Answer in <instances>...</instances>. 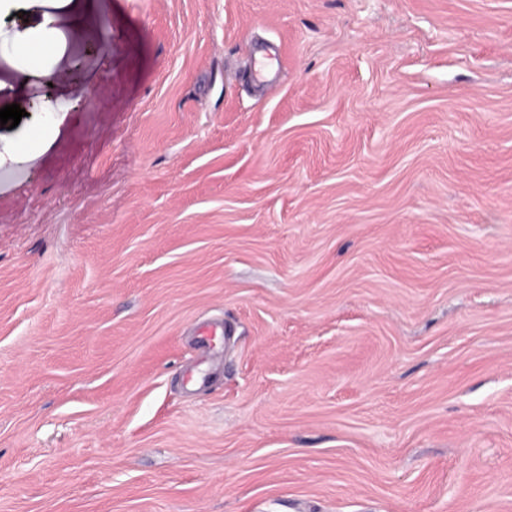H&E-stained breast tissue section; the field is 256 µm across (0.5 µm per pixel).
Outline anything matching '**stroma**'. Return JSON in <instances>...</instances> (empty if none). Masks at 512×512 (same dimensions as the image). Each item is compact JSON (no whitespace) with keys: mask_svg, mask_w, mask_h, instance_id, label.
I'll return each mask as SVG.
<instances>
[{"mask_svg":"<svg viewBox=\"0 0 512 512\" xmlns=\"http://www.w3.org/2000/svg\"><path fill=\"white\" fill-rule=\"evenodd\" d=\"M4 59L0 512H512V0H8Z\"/></svg>","mask_w":512,"mask_h":512,"instance_id":"obj_1","label":"stroma"}]
</instances>
